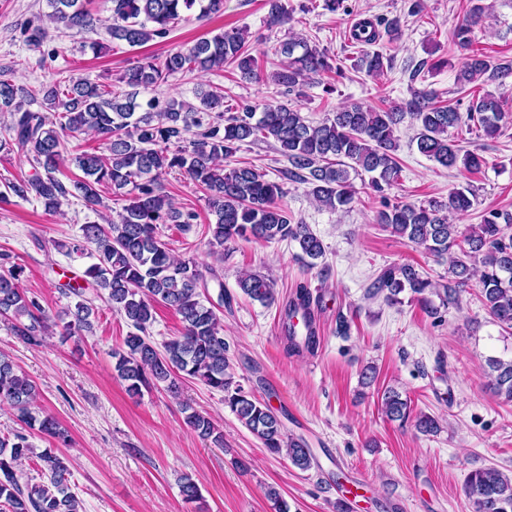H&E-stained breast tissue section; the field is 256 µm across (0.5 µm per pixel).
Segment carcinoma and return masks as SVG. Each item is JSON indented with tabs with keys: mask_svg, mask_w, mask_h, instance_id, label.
Returning a JSON list of instances; mask_svg holds the SVG:
<instances>
[{
	"mask_svg": "<svg viewBox=\"0 0 512 512\" xmlns=\"http://www.w3.org/2000/svg\"><path fill=\"white\" fill-rule=\"evenodd\" d=\"M112 23L109 36L130 46H141L162 37L181 20L184 13L198 11L204 18L224 10V0H110ZM49 18L76 32L93 25L86 0H47ZM484 7L476 4L458 24L451 42L466 58L456 73L462 88L473 83H500L512 76V60H492L474 48V29L483 21ZM288 20V8L281 0H270L267 24L275 27ZM384 31H379V27ZM401 37L400 19L365 20L352 30V39L364 46L351 68L368 76L384 74V56L368 47L381 34ZM26 45L41 48L48 36L40 24L23 29ZM284 57L270 81L287 92L303 94L312 76L330 70L326 53L302 37L279 43ZM232 64L240 80L259 82L262 76L255 58L245 48V31H222L163 59L143 58L127 67L116 82L125 86L118 92L112 85L69 79L31 89L6 77L0 70V112L10 117L0 134V153L21 152L33 163L34 173L11 184L15 195L43 205L48 213L61 212L71 198L93 208L102 203V193L122 197L117 219L105 226L84 224L81 239L66 246L67 254L90 252L96 262L83 271V280L106 297L112 310L134 328L124 339V348L112 352L114 371L127 383V391L138 396L158 384L176 394L181 380L191 379L224 392V406L272 455L285 454L301 471L315 459L301 438L287 435L269 404L257 399L234 381L228 359L229 345L214 306L204 304L200 289L207 287L199 263L179 260L161 239L159 226L190 227L192 212L174 207L165 190V176L173 169L183 171L207 193L208 209L215 217L211 244L223 246L236 238L256 242H293L298 257L316 266L324 254L323 243L308 225L295 222L281 205L285 191L252 166L224 169V160L234 156L248 142L273 140L289 163L288 179L308 185V193L322 206L343 211L354 201L356 190L351 173L370 174V186L378 193L395 184L401 166L395 131L405 120L420 126L418 151L444 167L466 171L479 169L484 158L475 150L461 147L452 132L477 127L487 138L501 133L506 103L487 90L469 101L440 105L429 90H418L406 106L376 110L357 102L343 105L333 116L314 124L286 104H261V111L231 112L224 115V92H202L200 106L171 102L165 108L150 99H139L141 91L156 87L177 73L220 71ZM342 73L341 67H336ZM39 104L33 111L30 106ZM202 112H214L223 124L204 123ZM92 133L100 141L102 154L84 153L75 158L81 175L65 183L55 176L64 161L65 138ZM473 190L461 187L446 200L426 203H384L377 223L391 234L448 263V281L442 285L423 277L411 264L384 270L372 295H384L386 302H399L408 290L426 313L439 317L440 307L456 304L460 293L477 280L488 313L504 330H512V213L491 209L480 224H451L448 215L462 214L473 207ZM23 269L0 267V317L13 321L15 336L26 344L38 345L49 330L51 316L35 297L19 286ZM241 291L263 304L275 302L273 281L260 274H245L238 280ZM440 299L435 305L431 296ZM163 303L181 316V336L157 348L148 327L153 321V303ZM313 298L308 287L298 285L283 307L286 349L291 353L312 352L319 344ZM92 306L76 304V322L69 329L78 333L91 327ZM490 385L512 402V359L491 358L487 363ZM35 385L18 373L8 356L0 354V404L18 411L30 429L68 440L58 420L32 409ZM382 410L400 425L413 423L424 435L438 431L435 417L413 415L410 400L395 389L381 396ZM185 422L202 440L224 447V434L214 421L191 406L184 407ZM28 436L15 433L0 436V505L6 512H80L77 497L70 491L68 461L55 453L39 456L41 475L47 482L23 481L18 467L28 458ZM181 496L201 499L198 484L189 476L180 483ZM470 512H512V474L487 467L471 471L464 484Z\"/></svg>",
	"mask_w": 512,
	"mask_h": 512,
	"instance_id": "carcinoma-1",
	"label": "carcinoma"
}]
</instances>
